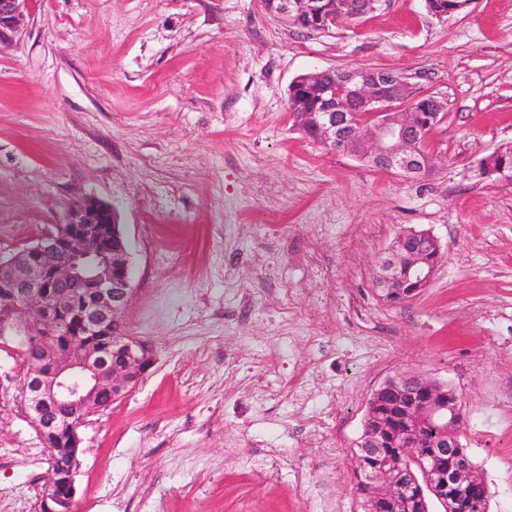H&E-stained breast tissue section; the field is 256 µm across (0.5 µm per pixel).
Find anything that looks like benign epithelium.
<instances>
[{"label":"benign epithelium","mask_w":512,"mask_h":512,"mask_svg":"<svg viewBox=\"0 0 512 512\" xmlns=\"http://www.w3.org/2000/svg\"><path fill=\"white\" fill-rule=\"evenodd\" d=\"M28 0H0V39L15 27ZM380 0H263L265 9L310 31L324 30L377 8ZM472 0H426L436 15L468 8ZM288 106L297 127L327 147L373 169L420 179L433 167L426 149L429 135L445 118V103L418 93L403 75L383 68L324 69L301 74L289 87ZM481 174L512 182V145L495 148L479 162ZM33 257L24 249L0 258V285L11 289L0 302V336L27 341L49 336L68 307L62 293L48 296L49 282L60 288L90 286L78 312L86 330L112 324L118 336L115 357L74 344L59 354L48 342L43 354L51 368L29 365L21 385L26 414L42 435L55 426L51 411L69 410L73 454L79 428L100 410L104 391L124 397L149 366L143 347L121 334V316L133 288L125 241L107 205L84 201L71 208L66 224L39 237ZM442 245L429 230L401 232L379 261L375 284L383 299L402 305L429 285L441 259ZM462 413L448 385L405 373L387 381L370 398L363 433L355 451L354 485L363 512H424L430 494L448 512H482L466 496L470 464L452 451L454 444L434 437L439 428L459 434ZM417 464L421 477L403 478ZM73 498L46 497L43 512H71Z\"/></svg>","instance_id":"obj_1"}]
</instances>
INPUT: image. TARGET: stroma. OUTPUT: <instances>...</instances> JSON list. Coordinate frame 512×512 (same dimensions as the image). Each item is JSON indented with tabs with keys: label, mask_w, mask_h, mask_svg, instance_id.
I'll return each mask as SVG.
<instances>
[{
	"label": "stroma",
	"mask_w": 512,
	"mask_h": 512,
	"mask_svg": "<svg viewBox=\"0 0 512 512\" xmlns=\"http://www.w3.org/2000/svg\"><path fill=\"white\" fill-rule=\"evenodd\" d=\"M385 68L440 97L420 180L294 124L315 69ZM512 142V0H424L322 30L262 0H28L0 43V256L112 207L133 293L121 322L150 366L79 429L83 512H361L367 402L414 372L448 384L460 440L512 512V183L479 160ZM444 256L384 302L377 263L405 229ZM0 351V512H37L49 451Z\"/></svg>",
	"instance_id": "1"
}]
</instances>
